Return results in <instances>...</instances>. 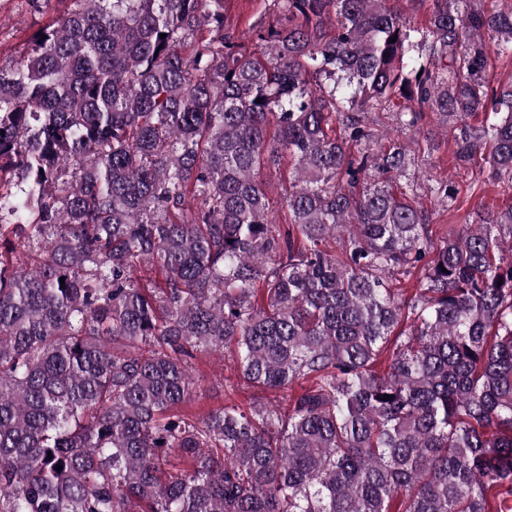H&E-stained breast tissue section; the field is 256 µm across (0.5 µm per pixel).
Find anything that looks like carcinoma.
<instances>
[{
	"label": "carcinoma",
	"mask_w": 512,
	"mask_h": 512,
	"mask_svg": "<svg viewBox=\"0 0 512 512\" xmlns=\"http://www.w3.org/2000/svg\"><path fill=\"white\" fill-rule=\"evenodd\" d=\"M71 2L0 58V512H512V206L434 239L365 129L435 112L511 187L512 0H432L417 40L387 0H273L251 49L224 0ZM201 351L307 387L199 418ZM388 108L383 112H372L369 114L368 119V130L374 134V140L383 139L382 143H386V139H395L398 136L401 137L395 131V125L391 112H388ZM291 165L288 163V157H284L278 169L263 170L259 175V181L263 183V187L268 192L277 221L285 224V212L281 209L280 200L284 190L288 189V172Z\"/></svg>",
	"instance_id": "obj_1"
}]
</instances>
